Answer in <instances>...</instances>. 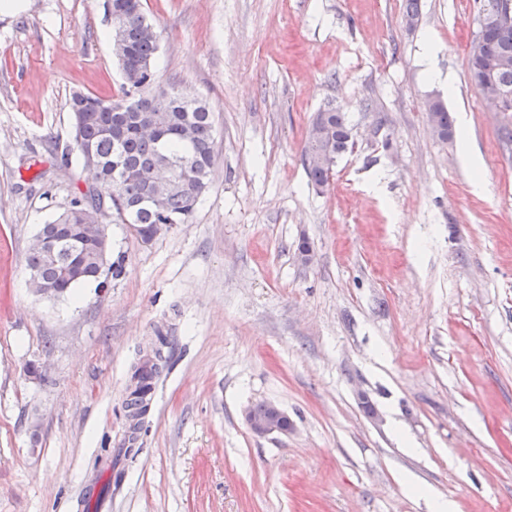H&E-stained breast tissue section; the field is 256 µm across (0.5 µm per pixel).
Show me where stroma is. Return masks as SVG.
<instances>
[{"label": "stroma", "mask_w": 512, "mask_h": 512, "mask_svg": "<svg viewBox=\"0 0 512 512\" xmlns=\"http://www.w3.org/2000/svg\"><path fill=\"white\" fill-rule=\"evenodd\" d=\"M105 2L0 14V512H84L102 487L100 512H512V141L467 75L476 0H420L413 28L403 0H143L158 84L212 114L211 182L148 243L103 210L123 275L47 299L31 240L95 185L61 161L67 102L122 82ZM432 98L466 113L480 172L432 135ZM330 105L354 146L319 192L302 154ZM268 401L288 433L250 430ZM160 346L155 350L154 357L161 363L160 367L156 363L149 365V360L144 358L136 366L134 376L138 374V382L134 389L124 400V410L133 409L125 413L126 417L130 415L136 417L137 413L145 410V403L151 399L155 388L156 380L160 376L163 368L167 365L168 358L164 355L163 348L168 345L167 336H157Z\"/></svg>", "instance_id": "obj_1"}]
</instances>
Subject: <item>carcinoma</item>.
<instances>
[{"label": "carcinoma", "mask_w": 512, "mask_h": 512, "mask_svg": "<svg viewBox=\"0 0 512 512\" xmlns=\"http://www.w3.org/2000/svg\"><path fill=\"white\" fill-rule=\"evenodd\" d=\"M496 10L502 20L482 34L479 52H470L467 71L471 83L489 80L509 94L501 111L506 123L501 131L512 139V0H480ZM112 41L119 68L139 73L133 84L123 83L121 95L104 99L74 93L68 108L73 115V144L64 162L77 155L92 169L107 190L109 208L117 221L128 224L141 241L152 239L157 224H185L206 191L214 166V123L206 105L174 87L157 91L154 57L159 36L144 12L142 0H112ZM428 119L449 140L453 118L439 102ZM353 146L352 126L346 113L326 109L322 127L310 125L303 164L310 183L328 185L336 159ZM164 172L169 185L162 206L153 205L150 176ZM102 197L94 189L75 197L69 207L41 232L53 239L43 243L35 236L29 247L27 269L40 277L38 287L50 288L56 297L68 295L84 283H101L123 273L120 261L108 262L109 242L99 222ZM158 363L141 360L138 382L124 400L125 416L145 410L156 380L168 358L167 337H158Z\"/></svg>", "instance_id": "cac0c4a2"}]
</instances>
